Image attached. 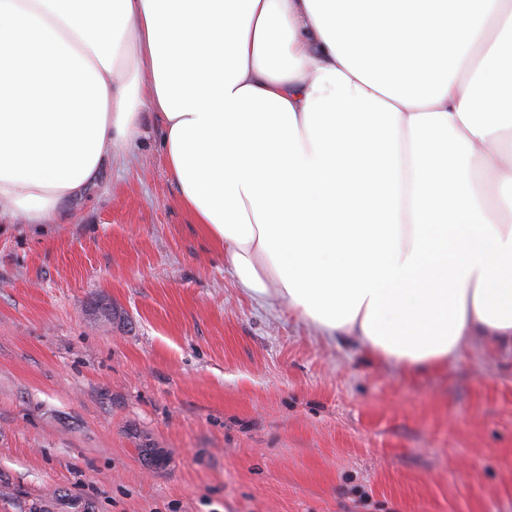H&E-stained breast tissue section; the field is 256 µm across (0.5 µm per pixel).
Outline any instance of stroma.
<instances>
[{"label":"stroma","mask_w":512,"mask_h":512,"mask_svg":"<svg viewBox=\"0 0 512 512\" xmlns=\"http://www.w3.org/2000/svg\"><path fill=\"white\" fill-rule=\"evenodd\" d=\"M163 140L0 224V512H512V349L412 373L250 296Z\"/></svg>","instance_id":"35a3bbf8"}]
</instances>
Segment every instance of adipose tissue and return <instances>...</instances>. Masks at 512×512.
Returning a JSON list of instances; mask_svg holds the SVG:
<instances>
[{"mask_svg":"<svg viewBox=\"0 0 512 512\" xmlns=\"http://www.w3.org/2000/svg\"><path fill=\"white\" fill-rule=\"evenodd\" d=\"M468 2L0 0V223L150 109L240 287L410 371L512 346V0Z\"/></svg>","mask_w":512,"mask_h":512,"instance_id":"ef3b65f1","label":"adipose tissue"}]
</instances>
